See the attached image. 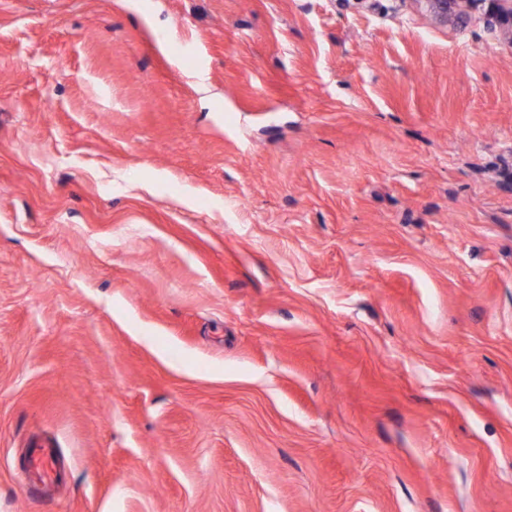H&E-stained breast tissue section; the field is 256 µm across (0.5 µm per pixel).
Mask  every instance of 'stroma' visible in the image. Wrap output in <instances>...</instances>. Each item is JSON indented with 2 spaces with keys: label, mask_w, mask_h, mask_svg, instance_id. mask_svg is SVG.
Instances as JSON below:
<instances>
[{
  "label": "stroma",
  "mask_w": 512,
  "mask_h": 512,
  "mask_svg": "<svg viewBox=\"0 0 512 512\" xmlns=\"http://www.w3.org/2000/svg\"><path fill=\"white\" fill-rule=\"evenodd\" d=\"M488 10L0 0V512H512ZM30 468L33 470L41 480H51L56 476L58 467L53 455L45 452L42 449L37 450L31 457Z\"/></svg>",
  "instance_id": "35a3bbf8"
}]
</instances>
